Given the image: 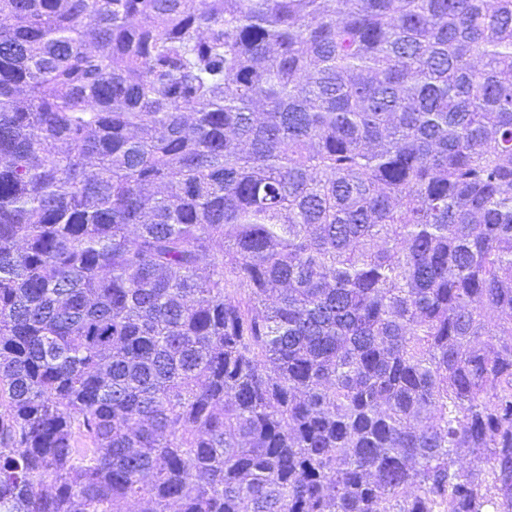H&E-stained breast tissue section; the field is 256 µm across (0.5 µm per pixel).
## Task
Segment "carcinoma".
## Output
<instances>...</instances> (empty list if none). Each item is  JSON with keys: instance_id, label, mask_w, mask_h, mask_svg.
<instances>
[{"instance_id": "carcinoma-1", "label": "carcinoma", "mask_w": 512, "mask_h": 512, "mask_svg": "<svg viewBox=\"0 0 512 512\" xmlns=\"http://www.w3.org/2000/svg\"><path fill=\"white\" fill-rule=\"evenodd\" d=\"M512 512V0H0V512Z\"/></svg>"}]
</instances>
